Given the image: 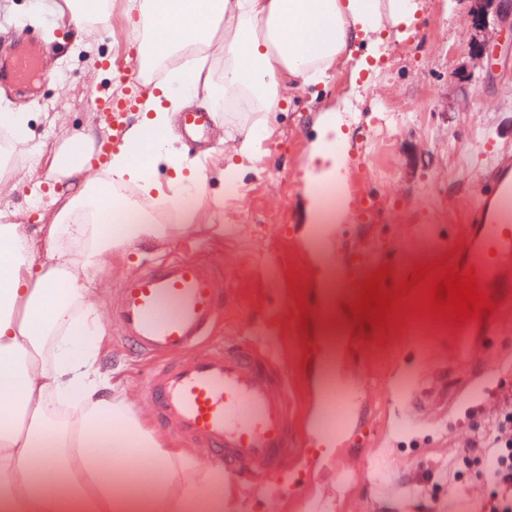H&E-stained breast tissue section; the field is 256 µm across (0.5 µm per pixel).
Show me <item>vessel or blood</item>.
Segmentation results:
<instances>
[{"label": "vessel or blood", "instance_id": "1", "mask_svg": "<svg viewBox=\"0 0 512 512\" xmlns=\"http://www.w3.org/2000/svg\"><path fill=\"white\" fill-rule=\"evenodd\" d=\"M33 59L0 46V79L19 78ZM138 106L137 95L103 100L96 107L120 133ZM214 123L206 112H186L181 131L202 135ZM448 246L454 265L473 271L493 303L512 301V152H501L479 187V200L459 237ZM224 282L196 258L170 254L125 278L112 315L126 344L139 356L164 358L196 346L224 312ZM492 323L473 320L454 343L455 352L478 362ZM285 378L268 358L227 346L156 371L146 395L158 421L185 439L208 443L218 462L237 476L278 475L295 422L283 395Z\"/></svg>", "mask_w": 512, "mask_h": 512}]
</instances>
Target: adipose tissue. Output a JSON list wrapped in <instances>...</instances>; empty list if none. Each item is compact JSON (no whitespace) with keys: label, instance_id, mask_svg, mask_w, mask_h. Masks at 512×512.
Returning <instances> with one entry per match:
<instances>
[{"label":"adipose tissue","instance_id":"obj_1","mask_svg":"<svg viewBox=\"0 0 512 512\" xmlns=\"http://www.w3.org/2000/svg\"><path fill=\"white\" fill-rule=\"evenodd\" d=\"M186 2L129 0V9L148 21L150 57L192 54L191 69H168L104 170L92 165L95 131L56 148L54 179L63 188L48 202L51 223L0 224V512H224L223 465L203 466L166 447L104 367L107 296L90 277L113 251L196 228L198 208L183 203L188 193L223 217L226 198L206 188L209 178H223V163L204 166L170 139L185 101L213 113L243 108L238 120L225 121L224 139L235 157L254 161L287 93L311 92L349 63L366 68L409 36L420 10L418 0H195L192 10ZM219 42L224 63L215 69L207 60ZM320 121L326 137L314 154L331 164L341 219L348 156L336 114ZM141 148L143 162L134 155ZM163 164L173 175L161 184L154 171ZM111 184L138 203L132 223L113 235L87 204L90 189Z\"/></svg>","mask_w":512,"mask_h":512}]
</instances>
